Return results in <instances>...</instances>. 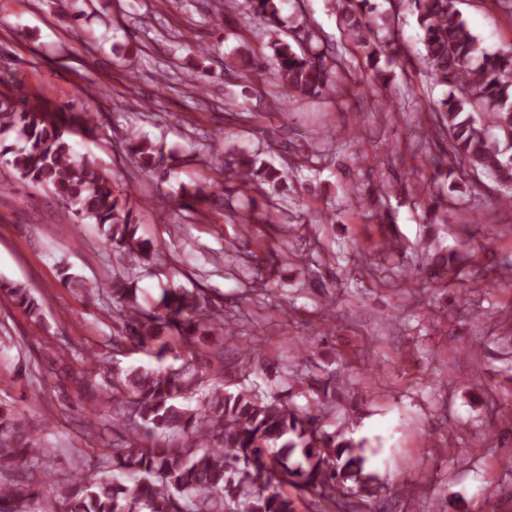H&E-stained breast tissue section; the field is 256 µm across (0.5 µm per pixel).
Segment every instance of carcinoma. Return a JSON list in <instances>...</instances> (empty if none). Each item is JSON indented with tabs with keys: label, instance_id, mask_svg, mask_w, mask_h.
<instances>
[{
	"label": "carcinoma",
	"instance_id": "carcinoma-1",
	"mask_svg": "<svg viewBox=\"0 0 512 512\" xmlns=\"http://www.w3.org/2000/svg\"><path fill=\"white\" fill-rule=\"evenodd\" d=\"M284 0H248L267 26L272 56L247 55V79L269 77L293 101L322 98L340 90L341 63L327 61L313 46L315 33L298 26L285 40L278 31ZM394 10L414 16L422 32V61L430 82L445 96L428 107V141L448 145L445 178L480 173L497 185V198L512 206V46L488 48L473 33L456 0H390ZM339 29L366 54L358 91L380 94L387 84L381 56L400 53L396 34L375 27L370 0H335ZM98 130V115L82 108L65 113L48 100L33 104L0 90V162L23 183L52 190L80 221L105 230L107 248L149 266L161 251L137 237L134 206L96 165L76 157L72 136ZM128 158L160 170V151L147 140L126 144ZM232 174L221 184L224 205L233 208L240 190L278 183L279 170L241 156L225 162ZM447 194L429 196L425 219L434 224L447 208ZM417 273L457 274L454 252L430 253ZM61 277L89 295L101 291L119 334L109 347L117 355L134 347L154 351L158 361L178 365L145 368L108 362L102 352L60 350L62 373L78 389L100 376L96 388L112 404L121 434L108 439L100 415L84 417L86 436L107 448L86 471L75 462L58 483L55 497L34 486L35 471L48 468L50 449L16 412L0 402V512H297L299 500L313 512H363L381 496L384 483L369 464L366 441L326 429L336 418V377H295L285 394L252 382L228 388L210 384L224 374V346L210 337L226 332L221 311L185 288L164 290L157 307L138 302L131 272L112 273L107 288L61 268ZM0 295L36 320L42 305L27 285L0 283Z\"/></svg>",
	"mask_w": 512,
	"mask_h": 512
}]
</instances>
